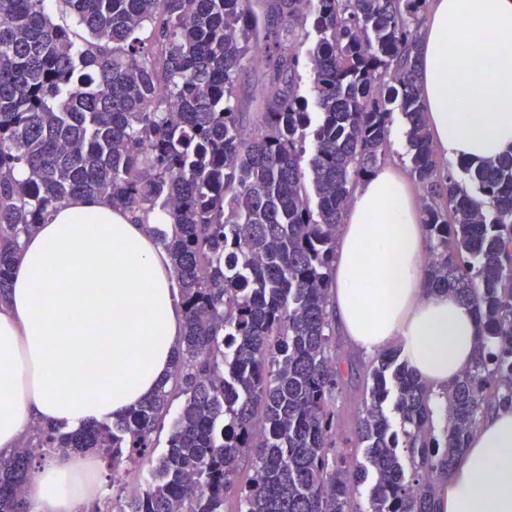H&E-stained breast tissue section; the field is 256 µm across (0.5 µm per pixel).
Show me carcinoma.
Here are the masks:
<instances>
[{
  "label": "carcinoma",
  "mask_w": 512,
  "mask_h": 512,
  "mask_svg": "<svg viewBox=\"0 0 512 512\" xmlns=\"http://www.w3.org/2000/svg\"><path fill=\"white\" fill-rule=\"evenodd\" d=\"M0 0V302L23 238L77 195L155 228L185 329L169 380L112 422L39 425L0 457V512L51 453L92 452L112 493L85 512H435L438 484L487 410L512 405V153L436 178L418 84L427 0ZM306 61L294 45L307 21ZM270 72L247 128L237 77L250 53ZM308 71L318 111L301 92ZM399 103L426 205L427 288L479 324L474 364L441 396L399 351L376 357L355 427L365 461L337 451L342 359L330 315L336 239L357 186L384 160ZM24 169L20 181L15 173ZM183 398L153 458L154 434ZM399 416L394 426L388 400ZM149 467L127 494L120 466Z\"/></svg>",
  "instance_id": "1"
}]
</instances>
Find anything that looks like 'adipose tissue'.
I'll return each instance as SVG.
<instances>
[{
    "instance_id": "ef3b65f1",
    "label": "adipose tissue",
    "mask_w": 512,
    "mask_h": 512,
    "mask_svg": "<svg viewBox=\"0 0 512 512\" xmlns=\"http://www.w3.org/2000/svg\"><path fill=\"white\" fill-rule=\"evenodd\" d=\"M419 83L437 150L479 161L512 149V0H432ZM104 199L75 197L25 237L0 303V453L33 425L113 420L170 373L183 331L167 251L151 228ZM427 245L405 182L378 171L340 228L331 313L374 356L398 348L443 390L474 362L478 324L453 295L424 286ZM97 461L56 455L26 487L29 512H80L96 497ZM436 512H512V407L489 411L447 480Z\"/></svg>"
}]
</instances>
